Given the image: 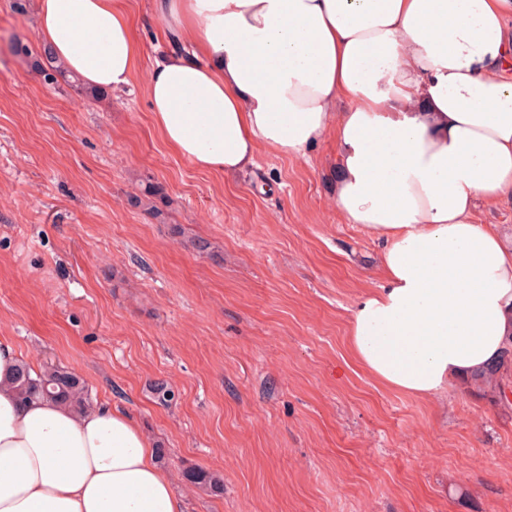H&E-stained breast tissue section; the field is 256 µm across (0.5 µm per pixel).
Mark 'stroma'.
<instances>
[{
    "instance_id": "obj_1",
    "label": "stroma",
    "mask_w": 512,
    "mask_h": 512,
    "mask_svg": "<svg viewBox=\"0 0 512 512\" xmlns=\"http://www.w3.org/2000/svg\"><path fill=\"white\" fill-rule=\"evenodd\" d=\"M122 3L131 85L89 98L14 54L35 0H0V336L128 412L185 512H512L511 375L420 399L351 358L378 247L336 209L335 143L240 177L171 153L145 82L178 43Z\"/></svg>"
}]
</instances>
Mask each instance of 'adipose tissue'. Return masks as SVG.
Wrapping results in <instances>:
<instances>
[{
	"mask_svg": "<svg viewBox=\"0 0 512 512\" xmlns=\"http://www.w3.org/2000/svg\"><path fill=\"white\" fill-rule=\"evenodd\" d=\"M188 51L152 65L165 146L250 170L336 139V208L380 247L348 349L421 399L479 380L512 347V232L475 218L512 199V0H155ZM42 45L97 89L133 77L117 0H38ZM0 336V512H184L153 443L105 403L20 400Z\"/></svg>",
	"mask_w": 512,
	"mask_h": 512,
	"instance_id": "obj_1",
	"label": "adipose tissue"
}]
</instances>
